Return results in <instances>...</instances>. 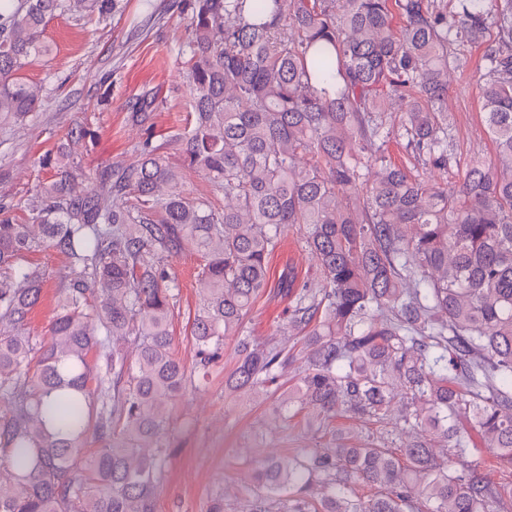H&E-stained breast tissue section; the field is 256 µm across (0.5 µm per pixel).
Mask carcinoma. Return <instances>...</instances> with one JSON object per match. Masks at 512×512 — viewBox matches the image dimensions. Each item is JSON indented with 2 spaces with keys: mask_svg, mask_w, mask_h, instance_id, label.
Masks as SVG:
<instances>
[{
  "mask_svg": "<svg viewBox=\"0 0 512 512\" xmlns=\"http://www.w3.org/2000/svg\"><path fill=\"white\" fill-rule=\"evenodd\" d=\"M113 0H0V118L39 107L21 71L47 56L46 22L106 14ZM190 23L192 128L173 140L224 198L188 197L148 137L137 158L84 184L62 153L28 223L0 206V512H155L169 406L187 370L172 350L177 284L160 259L202 258L195 368L239 339L225 390L276 385L289 358L244 336L290 224L305 230L322 287L279 279L304 332L306 367L278 419L323 431L345 412L393 411L397 448L372 444L267 459L246 512H505L512 482L467 459L473 438L512 467V0H179ZM482 49V108L499 159L451 187L387 162L393 139L431 169L454 159L448 76ZM406 108L398 125L386 104ZM154 99L132 117L145 124ZM379 166L369 178L370 164ZM69 260L49 336L23 333L43 275L23 257ZM101 448L87 452L88 435ZM446 443L438 455L429 435Z\"/></svg>",
  "mask_w": 512,
  "mask_h": 512,
  "instance_id": "obj_1",
  "label": "carcinoma"
}]
</instances>
